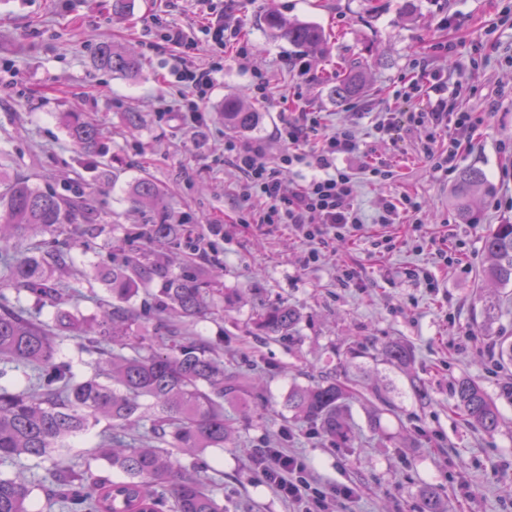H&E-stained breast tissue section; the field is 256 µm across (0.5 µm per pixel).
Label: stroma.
Listing matches in <instances>:
<instances>
[{
	"mask_svg": "<svg viewBox=\"0 0 512 512\" xmlns=\"http://www.w3.org/2000/svg\"><path fill=\"white\" fill-rule=\"evenodd\" d=\"M111 4L0 0V176L43 190L79 183L96 207L101 233L72 224L69 239L37 236L44 251L68 253L76 290L68 308L80 317L110 298L100 272L112 265L113 242L140 227L130 213V190L140 179L157 184L173 220L191 223L207 241L198 269L219 290L209 297L207 318L189 331L215 348L225 368L255 361L264 368L254 400L230 410L238 443L207 456L224 484L225 512H294L255 471L259 448L299 454L325 486L355 487L345 512H418L426 486L441 490L453 512H512V401L501 396L512 369L499 366L496 345L512 333V308L501 307L492 321L482 314L486 298L507 296L484 284L483 270L490 226L512 221V0H234L251 52L225 61L198 127L177 110L180 92L169 81L174 49L153 24L159 17L194 30V0H132L121 18ZM271 9L319 25L326 50L272 39L263 23ZM104 41L133 47L139 70L96 68L93 52ZM351 62L364 65L368 87L357 98L335 97L328 78ZM259 73L269 82L263 96L255 89ZM411 80L420 83L414 96L394 98ZM457 81L464 90L449 105L484 115L473 148L457 161L486 177L466 222L453 205L454 177L435 173L419 154L428 128L404 120L385 138L373 128L378 112L430 111L435 86ZM229 94L258 110L239 142L263 146L271 159L285 149L276 129L297 112L321 113L331 129L353 127L360 152L341 166L356 180L364 224L319 244L285 224L244 223L245 178L224 161L230 134L219 110ZM69 111L101 128L106 154L92 158L73 148L59 121ZM130 112L142 116L138 130L127 124ZM374 159L393 166L392 180L363 172ZM404 194L421 203L418 223L376 224L383 203ZM385 236L392 242L382 252L377 244ZM443 244L453 265L436 259ZM347 267L355 279L344 277ZM279 303L300 311L297 335L256 330L257 311ZM394 341L411 347L409 371L376 359ZM412 374L425 381L428 401L414 397ZM324 375L352 391L353 447L284 419L289 388ZM463 376L481 382L508 425L488 434L460 420L451 384ZM380 395L393 412H378Z\"/></svg>",
	"mask_w": 512,
	"mask_h": 512,
	"instance_id": "1",
	"label": "stroma"
}]
</instances>
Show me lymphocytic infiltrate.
Instances as JSON below:
<instances>
[{
	"instance_id": "lymphocytic-infiltrate-1",
	"label": "lymphocytic infiltrate",
	"mask_w": 512,
	"mask_h": 512,
	"mask_svg": "<svg viewBox=\"0 0 512 512\" xmlns=\"http://www.w3.org/2000/svg\"><path fill=\"white\" fill-rule=\"evenodd\" d=\"M205 22L199 33L162 23L163 39L180 48L174 76L187 93L181 99L180 112L184 119L199 125L204 121V104L224 65V47L235 44L238 54L248 46L241 41V30L232 8L226 0H195ZM212 47L213 60L206 66L195 65L193 52L199 40ZM411 122L429 128L430 135L422 152L435 171L451 175L460 153L471 145L473 136L483 121L478 112H450L445 103H438L427 112H414ZM448 129V144H437L436 130ZM279 139L288 142L290 150L276 159H268L263 148L245 146L236 141L224 143V152L245 179L242 195L249 207L248 215L254 224H288L304 238L324 240L326 235H341L358 229L363 219L354 206L356 182L350 172L341 169L337 161L358 153L359 145L348 128L326 131L321 118L314 112L300 113L297 119L278 128ZM316 140L312 155L318 174L307 183L296 186L283 180L281 169L298 163L301 143ZM256 469L279 495L297 505V512H339L343 501L352 499L351 488L331 490L315 481L310 466L303 458L276 448L266 449Z\"/></svg>"
}]
</instances>
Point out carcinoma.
Here are the masks:
<instances>
[{
    "mask_svg": "<svg viewBox=\"0 0 512 512\" xmlns=\"http://www.w3.org/2000/svg\"><path fill=\"white\" fill-rule=\"evenodd\" d=\"M264 22L273 38L297 48L318 51L326 40L316 24L289 20L275 11L268 12ZM93 62L99 69L120 74H132L140 65L125 46L110 42L97 46ZM365 82V72L350 64L332 92L339 98L353 97ZM222 113L224 127L237 133L250 131L258 115L252 104L237 96L224 99ZM61 121L79 152L99 153L100 128L77 112L62 113ZM482 181L477 168L460 171L453 202L462 216L469 215ZM132 200L145 218V228L112 250V271L105 275L112 302L80 322L61 307L69 288L57 281L55 272L63 259L35 254L33 246L25 252L19 241L37 226L60 231L65 224H84L85 232L92 234L97 213L78 187L62 194L42 191L24 178L4 184L0 281L57 311L54 324H44L22 306L1 305L5 296L0 293V364L26 367L33 380L27 391L0 384V462L52 461L40 482L47 484L46 495L59 512H224V501L204 481L208 470L204 454L235 443L224 404L245 401L251 377L224 372V362L173 324L193 322L208 313L211 281L191 271H169L171 246L184 239L203 257L202 240L191 238L188 225L170 221L163 192L150 179L136 183ZM484 250L490 259L486 279L503 287L512 284V224L495 225L485 237ZM156 276L162 278L161 288L145 294L143 310L178 340L146 349L141 345L145 337L134 329L138 314L130 301ZM300 319L294 307L283 303L262 309L255 326L267 336L289 337ZM67 332L73 333L80 347L97 354L93 376L77 380L70 367L57 360L58 340ZM381 355L392 364L412 363L402 342L385 346ZM451 394L453 408L465 424L488 433L497 431L502 415L475 379H456ZM349 395L347 385L327 377L312 386H292L285 408L293 419L351 444L355 435L346 421ZM103 419L111 423V432L94 446L91 456L118 473V481L95 474L87 462L60 461L73 440ZM33 487L34 480L23 467L12 476L0 473V512H31ZM420 512H449V504L428 488Z\"/></svg>",
    "mask_w": 512,
    "mask_h": 512,
    "instance_id": "cac0c4a2",
    "label": "carcinoma"
}]
</instances>
